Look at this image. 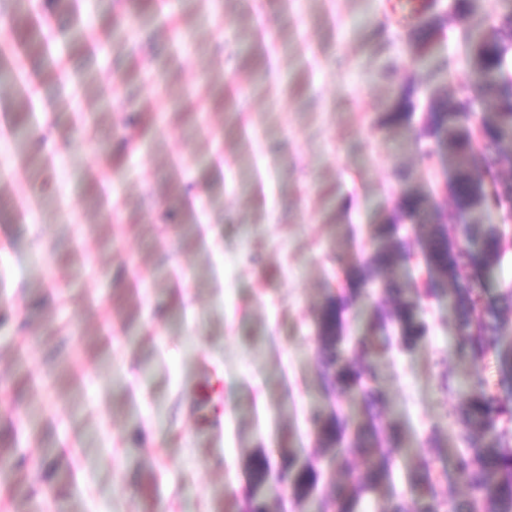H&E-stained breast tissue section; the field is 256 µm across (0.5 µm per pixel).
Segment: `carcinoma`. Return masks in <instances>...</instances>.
Listing matches in <instances>:
<instances>
[{"instance_id": "cac0c4a2", "label": "carcinoma", "mask_w": 512, "mask_h": 512, "mask_svg": "<svg viewBox=\"0 0 512 512\" xmlns=\"http://www.w3.org/2000/svg\"><path fill=\"white\" fill-rule=\"evenodd\" d=\"M470 62L475 97L464 94L428 108L430 134L436 152L453 159L456 177L449 186L459 224L441 221L438 208L420 194H406L400 202L403 218L418 226L428 273L450 285L448 299L457 316L459 338L455 355L475 362L493 356L502 373L512 376V339H506L500 308L484 299L476 275L492 271L498 263L501 233L490 223V215L512 202V193L499 188L494 170L503 161L500 148L512 141V78L504 68L512 49V9L498 16L494 35L485 39L469 35ZM28 56H51V43L41 30L23 42ZM479 101H491L494 111L474 127L471 112ZM410 94H403L389 110L386 122L398 124L412 111ZM483 166L484 177L471 172ZM398 223L377 229L381 246L353 275L355 287L323 302L316 322L321 386L328 396L348 398L363 405L365 420L355 426L336 410L312 419L319 451L330 454V466L345 477L327 483L337 512H359L364 498L391 484L394 451L402 447L399 426L381 411L383 399L377 377L367 359L386 345L388 327L397 331L400 346L411 349L426 338L427 327L418 315L417 299L389 281L385 291L390 304L377 306L369 318L367 333L353 346L344 339L346 314L361 297L360 286L381 277L404 260L410 245L400 234ZM442 385L459 399L452 413L460 446L453 452L455 479L441 478L428 471L414 478L420 500L414 512H512V437L502 422H512V403L486 391H475L462 381L443 375ZM278 473L288 482L294 498L308 500L321 481V472L312 460L298 461L291 449L282 452ZM249 488L241 512H270L264 494L272 474L269 461L259 455L247 464ZM23 478L16 470L3 472L0 492L13 494ZM467 489L458 500V488Z\"/></svg>"}]
</instances>
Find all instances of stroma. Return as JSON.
<instances>
[{
	"label": "stroma",
	"instance_id": "obj_1",
	"mask_svg": "<svg viewBox=\"0 0 512 512\" xmlns=\"http://www.w3.org/2000/svg\"><path fill=\"white\" fill-rule=\"evenodd\" d=\"M39 0L63 76L0 0V512H237L245 464L318 444L319 306L351 286L407 192L454 219L425 106L473 83L465 31L512 0H436L429 51L387 0ZM127 10L134 32L114 30ZM416 105L385 113L402 90ZM151 112L125 149V108ZM52 157L37 169L33 155ZM486 297L512 286V217ZM388 276L420 290L425 340L371 365L405 449L376 508H414L413 473L452 470L440 373L512 398L493 357L460 361L421 247Z\"/></svg>",
	"mask_w": 512,
	"mask_h": 512
}]
</instances>
